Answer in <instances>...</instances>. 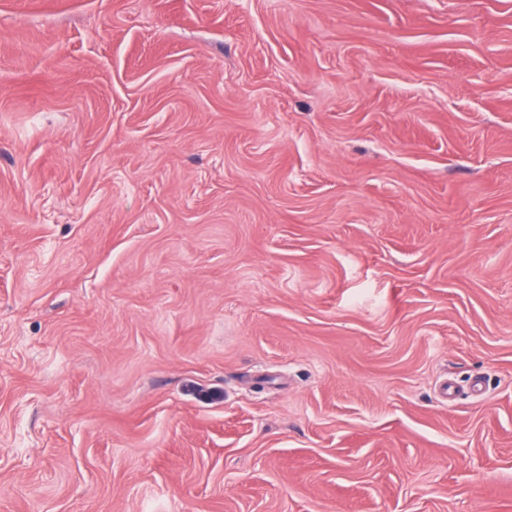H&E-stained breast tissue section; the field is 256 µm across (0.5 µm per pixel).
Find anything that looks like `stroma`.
Returning a JSON list of instances; mask_svg holds the SVG:
<instances>
[{
  "label": "stroma",
  "instance_id": "obj_1",
  "mask_svg": "<svg viewBox=\"0 0 512 512\" xmlns=\"http://www.w3.org/2000/svg\"><path fill=\"white\" fill-rule=\"evenodd\" d=\"M0 512H512V0H0Z\"/></svg>",
  "mask_w": 512,
  "mask_h": 512
}]
</instances>
